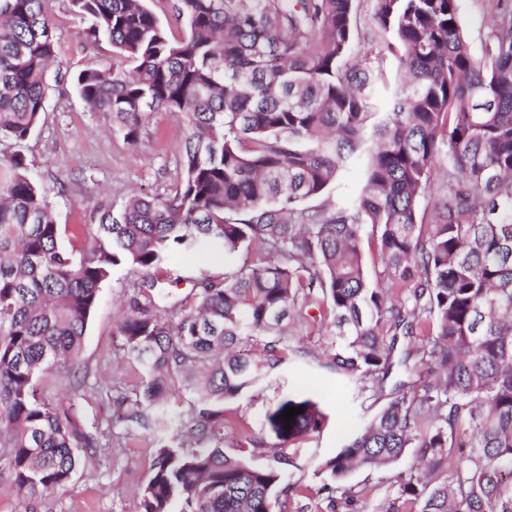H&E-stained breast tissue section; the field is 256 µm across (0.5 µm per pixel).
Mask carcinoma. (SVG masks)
Returning <instances> with one entry per match:
<instances>
[{"label":"carcinoma","mask_w":512,"mask_h":512,"mask_svg":"<svg viewBox=\"0 0 512 512\" xmlns=\"http://www.w3.org/2000/svg\"><path fill=\"white\" fill-rule=\"evenodd\" d=\"M50 2L0 0L1 144L21 146L46 112ZM70 2L90 43L113 52L112 67L73 76L82 100L131 146L154 111L180 114L186 133L169 193L96 204L77 249L61 245L50 188L22 151L0 160V472L23 512L98 446L37 381L85 388L86 328L120 268L138 274L113 331L141 371L126 421L162 434L138 512H290L288 445L326 416L285 397L267 415L275 464L256 466L224 450V402L288 351L307 354L289 325L312 307L334 327L329 365L384 401L320 463L329 512H363L350 475L409 451L416 467L396 482L417 512H512V0H490L480 58L461 0H374V47L360 44L356 0H172L179 39L146 0ZM355 167L359 189L331 200ZM440 171L447 191L421 224ZM174 252H220L224 274L173 277ZM170 281L189 292L175 299ZM401 336L423 340L397 361ZM250 340L262 357L241 352ZM397 363L414 381L390 389ZM182 389L198 416L175 409ZM288 407L304 412L287 423ZM183 428L190 442H164Z\"/></svg>","instance_id":"cac0c4a2"}]
</instances>
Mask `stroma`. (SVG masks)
<instances>
[{
    "instance_id": "35a3bbf8",
    "label": "stroma",
    "mask_w": 512,
    "mask_h": 512,
    "mask_svg": "<svg viewBox=\"0 0 512 512\" xmlns=\"http://www.w3.org/2000/svg\"><path fill=\"white\" fill-rule=\"evenodd\" d=\"M464 31L475 55H482L496 18L487 0H461ZM51 16L55 57L48 69L46 112L22 150L30 170L51 187L56 220L64 230L65 246H81L82 225L91 221L96 202L121 206L131 191L160 194L175 178V158L185 127L179 115L152 113L138 147H130L112 133L102 114L90 111L70 83L69 74L87 65L111 66L112 48L101 44L88 49L86 25L72 10L69 0H53ZM132 281L120 270L104 285L84 336L80 370L87 375L89 391L74 396L64 380L49 376L40 385L55 401L74 408L78 421L95 433L100 446L92 461L80 467L68 486L44 500L37 512H136V503L146 483L157 441L152 433H127L120 416L124 398L134 395L141 373L116 346L112 335L120 304ZM295 344L307 348L306 359L285 357L279 368L255 387L224 405L232 421L224 434V448H245L248 438L263 442L262 450L247 453L255 465L270 464L266 446L276 441L266 416L284 397L304 394L318 402L326 416L319 436L296 443L288 452L295 462L290 473L302 492L292 512H326L322 490L326 477L320 461L334 453L346 436L369 419L376 403L358 394L326 365L324 350L331 342L329 322L313 321L300 314L293 326ZM412 457H405L395 469L360 471L349 482L364 495V512H380L397 496L396 472H408Z\"/></svg>"
}]
</instances>
